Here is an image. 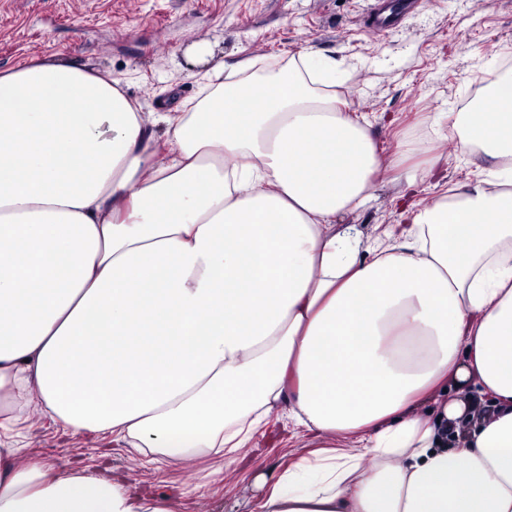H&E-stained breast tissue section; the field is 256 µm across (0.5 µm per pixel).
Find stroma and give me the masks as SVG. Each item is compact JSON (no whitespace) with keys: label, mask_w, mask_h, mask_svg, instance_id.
Listing matches in <instances>:
<instances>
[{"label":"stroma","mask_w":512,"mask_h":512,"mask_svg":"<svg viewBox=\"0 0 512 512\" xmlns=\"http://www.w3.org/2000/svg\"><path fill=\"white\" fill-rule=\"evenodd\" d=\"M378 0H0V70L60 61L111 72L144 112H192L218 62L280 64L303 52L340 61L341 93L366 116L382 156L408 142L412 161L437 157L449 186L475 173L453 139L431 141L425 122L476 99L481 77L512 51V0H418L392 32L370 33ZM478 82H469V75ZM402 184L387 177L346 216L365 236L383 237ZM18 459L68 475L113 469L171 500L174 512H259L261 481H274L304 439L287 429L258 438L242 458L202 456L158 466L103 434L75 435L33 408L19 409Z\"/></svg>","instance_id":"35a3bbf8"}]
</instances>
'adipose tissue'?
<instances>
[{
    "instance_id": "obj_1",
    "label": "adipose tissue",
    "mask_w": 512,
    "mask_h": 512,
    "mask_svg": "<svg viewBox=\"0 0 512 512\" xmlns=\"http://www.w3.org/2000/svg\"><path fill=\"white\" fill-rule=\"evenodd\" d=\"M253 67L217 64L188 116L83 67L0 71V406L177 459L288 420L312 452L261 512H512V79L429 121L475 179L369 242L341 218L397 163L335 59ZM14 455L0 512H172Z\"/></svg>"
}]
</instances>
